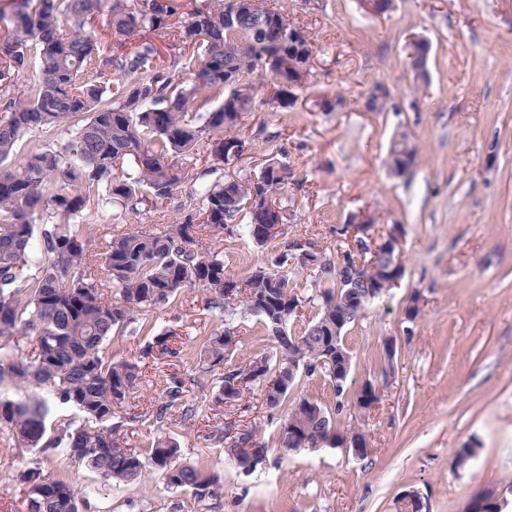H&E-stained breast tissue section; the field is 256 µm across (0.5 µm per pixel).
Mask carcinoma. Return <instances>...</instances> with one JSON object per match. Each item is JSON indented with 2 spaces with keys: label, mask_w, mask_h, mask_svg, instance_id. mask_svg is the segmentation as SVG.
I'll use <instances>...</instances> for the list:
<instances>
[{
  "label": "carcinoma",
  "mask_w": 512,
  "mask_h": 512,
  "mask_svg": "<svg viewBox=\"0 0 512 512\" xmlns=\"http://www.w3.org/2000/svg\"><path fill=\"white\" fill-rule=\"evenodd\" d=\"M101 3L120 39L114 49L102 47L91 22ZM248 6L198 0L187 11L184 0H18L13 25L0 36V386L31 389L22 401L0 399V429L47 459L62 448L115 485L151 471L199 501L220 497L223 485L207 469L178 462L180 448L165 432L169 423L202 420L211 404L236 402L260 385L263 405L279 415L280 454L336 438V416L349 407V381L336 382V334L374 299L366 288H344L351 253L364 252L359 277L380 289L386 271L401 264L395 250L372 252L344 240L336 254L318 250L299 264L305 288L284 271L292 258L286 249L242 277L225 273L212 238L242 224L258 246L276 241L265 229L274 223L272 209L286 212L287 172L272 158L256 176H210L240 161L229 147L246 141L239 124L256 107L254 75L265 72L273 81L265 103L287 106L303 87L312 54V41L296 43L288 34L286 5ZM149 32L164 34L169 50ZM288 56L296 65L291 73ZM32 69L34 80L15 94L17 80ZM235 75L248 80L245 89L230 83ZM212 100L219 104L206 108ZM29 132L48 139L19 147ZM389 157L393 169L416 163L406 133L394 135ZM181 190L185 200L162 233L116 234L93 212L105 202L135 216L151 214L168 208ZM192 286L221 313L239 305L260 317L275 356L230 364L239 339L227 325L194 337L202 372H220L212 399L190 401L183 382L172 380L157 405L151 440L122 448L112 418L142 383L140 361L181 351L172 347L176 333L157 334L150 321L141 324L151 341L137 360L110 354L112 335ZM307 308L315 316L302 333L288 330ZM18 335L33 337L34 359L18 353ZM301 370L332 384L334 411L291 397ZM44 392L82 422L63 418L47 432ZM250 448L268 449L256 424L224 444L246 473L265 464L253 460ZM22 481L40 512H79L81 490L69 480L46 477L38 465ZM494 497L491 490L477 494L467 512H499Z\"/></svg>",
  "instance_id": "carcinoma-1"
}]
</instances>
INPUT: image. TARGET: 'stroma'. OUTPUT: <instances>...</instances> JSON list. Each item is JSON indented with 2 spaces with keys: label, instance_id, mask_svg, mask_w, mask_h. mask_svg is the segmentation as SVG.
<instances>
[{
  "label": "stroma",
  "instance_id": "35a3bbf8",
  "mask_svg": "<svg viewBox=\"0 0 512 512\" xmlns=\"http://www.w3.org/2000/svg\"><path fill=\"white\" fill-rule=\"evenodd\" d=\"M287 5L313 41L309 74L290 106L263 104L242 115L250 141L239 167L255 174L267 159L286 162L287 235H305L327 254L336 251L337 227L359 210L373 212L374 239L401 227L399 284L346 331L351 391L369 381L382 401L369 416L342 414L336 426L362 429L370 451L357 458L325 447L278 460V425L255 389L208 420L169 428L181 461L220 476L221 498L197 501L155 474L115 486L56 452L46 469L85 489L80 512H395L409 490L423 512H463L479 492L512 490V0H395L383 16L361 0ZM411 34L431 45L423 90L404 55ZM377 83L389 102L370 112L366 94ZM403 129L418 159L396 177L389 144ZM219 247L234 276L270 256L243 234ZM414 299L420 313L411 321ZM148 317L176 330L184 355L144 365L133 411L113 418L126 448L150 438L171 377L183 380L191 400L216 391L214 374L198 367L197 334L234 327L238 362L273 351L259 317L209 309L197 287ZM387 338L397 349L391 361ZM252 421L262 423L271 450L264 467L246 473L216 436ZM467 447L473 457L456 467L455 452ZM40 457L0 431V512H28L20 474Z\"/></svg>",
  "mask_w": 512,
  "mask_h": 512
}]
</instances>
